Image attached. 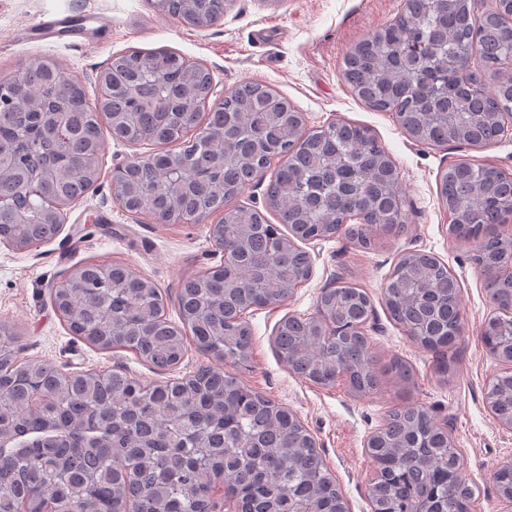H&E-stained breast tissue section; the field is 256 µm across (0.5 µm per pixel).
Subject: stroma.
<instances>
[{
	"label": "stroma",
	"instance_id": "1",
	"mask_svg": "<svg viewBox=\"0 0 512 512\" xmlns=\"http://www.w3.org/2000/svg\"><path fill=\"white\" fill-rule=\"evenodd\" d=\"M403 6L404 0H231L221 22L197 28L161 17L152 0H0V75L47 57L78 79L87 99L94 100L99 96L98 75L113 56L133 47L177 52L209 70L211 101L237 86L259 83L303 112L309 128L333 122L368 127L398 169L405 218L403 229L375 231L369 250L341 237L309 244V280L284 304L248 311L254 335L248 365L225 363L190 341L176 367L159 369L131 351H103L74 339L51 303L56 282L72 267L87 261L120 262L155 284L174 322L182 280L221 262L207 225L162 226L149 215L131 214L113 203L114 167L151 148L109 136L97 179L67 207L61 234L29 250L0 246V323L17 334L23 356L50 361L65 372L122 370L145 384L186 377L203 364L233 374L290 409L309 431L349 512H371L369 436L390 410L424 407L447 427L464 460L463 474L475 488L471 512H512L492 480L498 464L512 459V430L498 425L485 400L488 381L504 369L481 339L494 310L471 260L470 243L448 232L450 215L439 194L440 172L459 161L512 173V133L483 147L422 145L400 129L391 113L374 111L353 96L343 79L344 57ZM64 11L92 14L105 33L78 45L66 37L51 45L26 38V28L42 14ZM409 251L436 256L459 285L463 329L444 373L436 369L432 353L393 322L383 302L394 265ZM332 283L362 288L372 299L366 330L379 379L373 391L354 392L342 380L331 386L314 384L276 354L278 323L314 312L322 289ZM397 360L409 366L412 380L393 375L391 365Z\"/></svg>",
	"mask_w": 512,
	"mask_h": 512
}]
</instances>
